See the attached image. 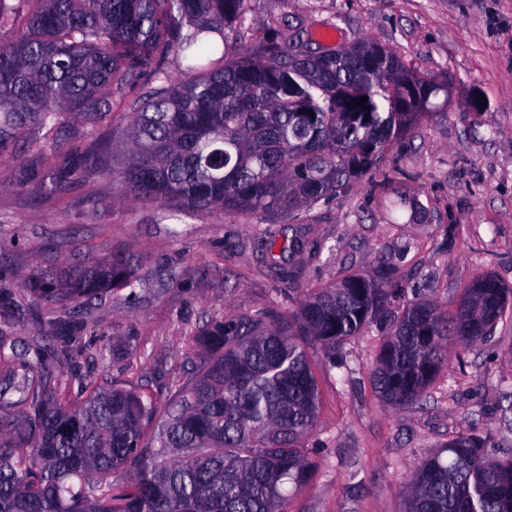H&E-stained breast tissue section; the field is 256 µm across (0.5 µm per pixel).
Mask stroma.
Segmentation results:
<instances>
[{"label": "stroma", "instance_id": "obj_1", "mask_svg": "<svg viewBox=\"0 0 512 512\" xmlns=\"http://www.w3.org/2000/svg\"><path fill=\"white\" fill-rule=\"evenodd\" d=\"M271 20L281 36L308 34L316 48L371 38L417 74L447 77L448 104L395 142L349 193L307 212L308 249L278 281L263 275L269 258L258 242L270 231L291 238L287 225L115 204L111 182L101 179L45 197L42 158L19 135L0 157V280L16 288L33 271L120 253L135 260L145 284L133 307L92 313L99 379L181 375L192 336L212 317L285 302L370 273L383 259L396 268V313L418 291L455 309L486 273L512 288V0H254L249 32L233 49L258 41ZM480 94L486 105L471 111ZM450 233L455 247L442 251ZM381 342L375 331L348 341L345 376L311 350L320 405L307 445L318 469L288 512H403L411 474L469 425L512 448L501 420L512 406L511 319L488 343L449 349L422 400L402 409L370 383Z\"/></svg>", "mask_w": 512, "mask_h": 512}]
</instances>
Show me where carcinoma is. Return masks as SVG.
Masks as SVG:
<instances>
[{"label":"carcinoma","instance_id":"1","mask_svg":"<svg viewBox=\"0 0 512 512\" xmlns=\"http://www.w3.org/2000/svg\"><path fill=\"white\" fill-rule=\"evenodd\" d=\"M251 12L252 0H0V154L26 132L49 198L97 177L112 182L115 203L301 224L448 93L447 78L418 76L370 38L314 54L271 33L226 56L228 33L244 37ZM172 54L177 77L163 68ZM114 112L130 117L121 170L106 139L60 152L79 135L75 120L109 127ZM302 248L298 237L267 236L266 275L285 274L274 250ZM392 275L382 262L288 297L285 314L212 319L191 340L199 364L163 411L148 383L65 375L38 351L19 362L0 341V512H287L317 470L306 445L320 404L308 348L334 366L348 340L385 329L371 383L403 408L450 347L484 341L512 317V289L486 274L454 313L418 298L392 318ZM27 287L32 298L5 290L0 307L22 325L43 304L76 308L58 335L32 337L67 360L93 358L94 340L77 344L92 302L124 289L129 299L144 284L131 258L109 255L42 271ZM405 512H512V457L498 456L489 435L460 431L411 477Z\"/></svg>","mask_w":512,"mask_h":512}]
</instances>
